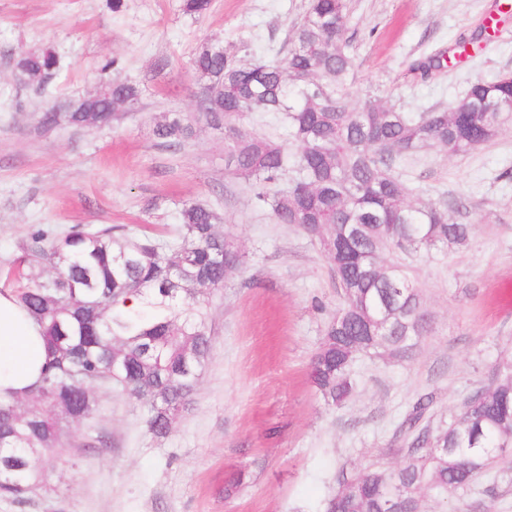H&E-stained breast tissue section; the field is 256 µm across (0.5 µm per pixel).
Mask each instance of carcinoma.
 <instances>
[{
	"label": "carcinoma",
	"mask_w": 512,
	"mask_h": 512,
	"mask_svg": "<svg viewBox=\"0 0 512 512\" xmlns=\"http://www.w3.org/2000/svg\"><path fill=\"white\" fill-rule=\"evenodd\" d=\"M345 23V0H309L280 60L242 64L215 42L192 58L206 81L198 111L224 125V156L235 177L256 190L277 223L295 224L317 240L339 288L354 289L343 295L312 362V382L328 405L345 402L355 389L357 353L385 346L404 357L427 334L403 256L443 252L448 239L468 237V225L437 205L407 201L408 187L393 174L397 160L426 144L464 155L512 131V74L474 82L449 109L405 112L372 97L351 106ZM57 67L49 50L15 62L20 79L40 94ZM109 87L108 95L77 100L64 114L67 124L107 126L140 99L133 83ZM248 112L287 113L288 140L237 125ZM191 133L177 113L155 127L170 147ZM290 165L295 178L277 188ZM219 223L213 209L192 203L179 213V236L165 242L112 225H76L60 237L32 232L27 263L47 261L54 272L17 299L42 326L48 361L27 407L0 397V498L22 501L43 483L64 448L62 421L96 411V386L119 387L143 401L150 430L170 431L210 354L205 291L223 286L243 263ZM132 296L144 299L142 307H126ZM506 448L512 449L511 379L468 396L431 443L415 438L416 464L356 477L328 500L326 512H414L422 487L452 497L508 460Z\"/></svg>",
	"instance_id": "carcinoma-1"
}]
</instances>
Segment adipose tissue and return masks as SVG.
I'll return each mask as SVG.
<instances>
[{"label": "adipose tissue", "instance_id": "obj_1", "mask_svg": "<svg viewBox=\"0 0 512 512\" xmlns=\"http://www.w3.org/2000/svg\"><path fill=\"white\" fill-rule=\"evenodd\" d=\"M45 360L37 320L13 294L0 293V396L28 392L38 382Z\"/></svg>", "mask_w": 512, "mask_h": 512}]
</instances>
